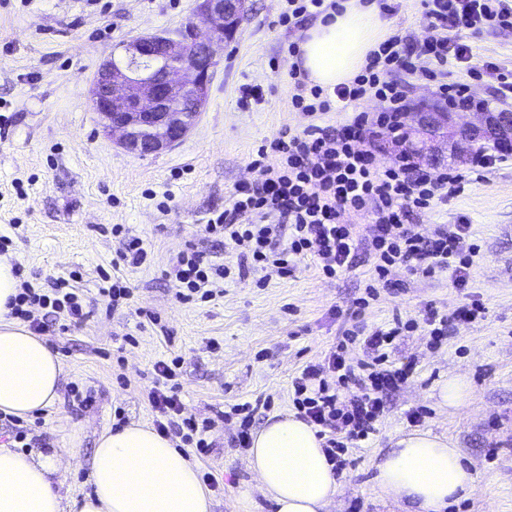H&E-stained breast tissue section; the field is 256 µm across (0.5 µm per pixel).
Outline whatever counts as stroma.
I'll return each instance as SVG.
<instances>
[{
    "label": "stroma",
    "mask_w": 512,
    "mask_h": 512,
    "mask_svg": "<svg viewBox=\"0 0 512 512\" xmlns=\"http://www.w3.org/2000/svg\"><path fill=\"white\" fill-rule=\"evenodd\" d=\"M386 31L422 41L430 34L421 0H389ZM197 0H0V234L22 280L34 286L72 278L96 301L103 279L123 277L132 294L117 311L98 309L67 332L46 335L64 364L60 398L23 419L30 451L78 446L65 473L64 492H90L96 440L113 428L116 408L127 422L152 424L146 393L158 361L181 357L178 382L185 415L213 422V452L191 453L199 471L218 476L212 512H274L257 488L246 450L234 447L230 406L257 404L256 427L293 413L292 378L320 362L343 330L378 326L393 317L416 328L395 347L397 361L415 371L388 399L367 447L351 449L330 512H401L373 485L375 463L401 433L419 429L460 448L476 476L448 512H512V162L471 179L470 161L448 157L440 168L469 177L462 193L418 219L424 229L467 224L482 245L467 287L451 272L432 277L394 268L389 287L377 288L365 308L357 301L370 282L367 267L333 279L312 260L286 276L247 272L208 302L183 303L165 276L187 245L212 259L236 264L232 244L208 236L204 226L222 210L236 184L257 179L250 162L264 141L308 118L292 110L288 45L305 29L280 22L286 0H249L235 39L219 53L208 102L177 144L156 154L126 151L101 131L89 103L99 67L142 35L164 34L196 12ZM463 41L475 56L512 69V30L473 34ZM120 224L148 248L138 267L113 266L122 247ZM476 300L481 319L459 325L441 347L428 345L429 308L453 313ZM134 337L136 345L125 344ZM468 378L472 396L457 414L439 398L449 376ZM424 409L419 425L406 418Z\"/></svg>",
    "instance_id": "1"
}]
</instances>
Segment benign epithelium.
Returning a JSON list of instances; mask_svg holds the SVG:
<instances>
[{"mask_svg": "<svg viewBox=\"0 0 512 512\" xmlns=\"http://www.w3.org/2000/svg\"><path fill=\"white\" fill-rule=\"evenodd\" d=\"M248 0H198L197 20L176 38L141 36L123 47L119 61L108 59L94 77L90 100L102 121V131L118 136L119 144L139 153L173 146L197 122L208 101L216 48L233 41L248 12ZM492 112L476 113V121L450 131L447 114L416 113L414 123L428 128L438 140L415 149L424 162L448 148L464 157L484 143L512 144V124L505 126Z\"/></svg>", "mask_w": 512, "mask_h": 512, "instance_id": "1", "label": "benign epithelium"}]
</instances>
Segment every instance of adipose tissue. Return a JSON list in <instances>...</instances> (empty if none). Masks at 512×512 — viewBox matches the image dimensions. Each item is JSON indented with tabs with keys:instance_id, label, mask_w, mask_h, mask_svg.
Instances as JSON below:
<instances>
[{
	"instance_id": "adipose-tissue-1",
	"label": "adipose tissue",
	"mask_w": 512,
	"mask_h": 512,
	"mask_svg": "<svg viewBox=\"0 0 512 512\" xmlns=\"http://www.w3.org/2000/svg\"><path fill=\"white\" fill-rule=\"evenodd\" d=\"M373 5L347 0L330 23H316L302 44L301 61L311 80L333 87L351 79L384 37ZM20 287L15 267L0 256V412L25 417L59 398L64 372L58 354L41 337L7 318ZM74 449L42 458L0 446V512H211V498L184 450L151 427L130 423L104 430L92 466V490L65 502L61 459ZM249 465L276 512H325L339 492L315 429L289 415L256 433ZM475 476L458 449L428 431L403 434L376 466L381 495L410 512H445Z\"/></svg>"
}]
</instances>
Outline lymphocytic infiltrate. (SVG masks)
Listing matches in <instances>:
<instances>
[{
    "label": "lymphocytic infiltrate",
    "instance_id": "lymphocytic-infiltrate-1",
    "mask_svg": "<svg viewBox=\"0 0 512 512\" xmlns=\"http://www.w3.org/2000/svg\"><path fill=\"white\" fill-rule=\"evenodd\" d=\"M424 16L437 37L412 43L389 36L366 56L351 81L326 89L310 83L306 72L294 69L291 105L309 116L300 129L284 128L261 146L252 166L258 172L250 184L234 187L224 198L223 211L210 218L206 232L233 242L241 266L255 271L290 273L296 262L312 259L327 278L370 267L372 280H384L402 265L413 273L431 276L449 270L454 285L466 287L469 269L478 252L469 240L466 224H439L423 232L414 217L432 209L435 201L457 195L464 178L452 171L437 174L421 170L409 154L383 164L376 157L382 134L398 136L409 108L405 75L421 74L436 84V93L450 108L483 110L485 99L471 83L491 73L500 95L512 94V71L478 63L461 31L480 33L512 29V0H423ZM465 64L470 82L448 81L449 62ZM373 96L381 111L358 112L342 121L333 111ZM362 213L368 220L364 233L343 223L345 213ZM175 296L187 302L194 296L212 299L224 292L234 272L206 253L187 249L173 261L168 274ZM12 317L47 331L52 316L67 314L74 323L89 317V302L67 280H50L46 291L22 286L10 302ZM410 323L393 318L373 329L346 331L342 342L323 362L306 364L291 381L293 405L299 418L325 439L324 451L334 471L346 466L348 449L359 447L376 430L390 391L412 373L408 364L391 358L394 341ZM363 352L348 357V345ZM179 359L161 361L147 399L156 431L194 443L198 451L210 447V420L183 416Z\"/></svg>",
    "mask_w": 512,
    "mask_h": 512
}]
</instances>
